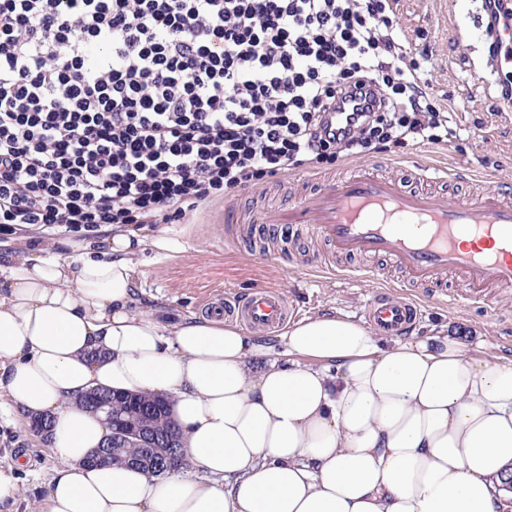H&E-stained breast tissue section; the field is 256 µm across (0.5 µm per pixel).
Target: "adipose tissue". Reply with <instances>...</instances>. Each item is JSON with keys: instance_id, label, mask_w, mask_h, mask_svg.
Listing matches in <instances>:
<instances>
[{"instance_id": "1", "label": "adipose tissue", "mask_w": 512, "mask_h": 512, "mask_svg": "<svg viewBox=\"0 0 512 512\" xmlns=\"http://www.w3.org/2000/svg\"><path fill=\"white\" fill-rule=\"evenodd\" d=\"M146 245L182 248L116 224L66 258L0 254V415L54 422L42 512H500L512 359L456 337L384 343L335 315L269 343L211 314L162 320L139 308ZM98 389L168 399L199 477L89 465L111 436L79 404Z\"/></svg>"}]
</instances>
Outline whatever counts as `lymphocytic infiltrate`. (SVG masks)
Masks as SVG:
<instances>
[{"instance_id":"f902f5d3","label":"lymphocytic infiltrate","mask_w":512,"mask_h":512,"mask_svg":"<svg viewBox=\"0 0 512 512\" xmlns=\"http://www.w3.org/2000/svg\"><path fill=\"white\" fill-rule=\"evenodd\" d=\"M390 0H0V232L179 224L446 126Z\"/></svg>"}]
</instances>
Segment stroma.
<instances>
[{"instance_id": "stroma-1", "label": "stroma", "mask_w": 512, "mask_h": 512, "mask_svg": "<svg viewBox=\"0 0 512 512\" xmlns=\"http://www.w3.org/2000/svg\"><path fill=\"white\" fill-rule=\"evenodd\" d=\"M392 7L397 36L427 83L429 102L448 114L439 141L395 152L375 149L357 158L341 151L225 194L185 223L142 225L143 237L164 229L183 245L181 253L170 257L157 256L147 247L139 252L135 277L143 287L144 303L159 299L161 316L173 318L205 310L219 298L276 289L285 294L291 319L341 313L364 322L380 287L402 285L398 270L378 258H361L354 262L355 274H327L324 265L330 252L315 237L285 228L273 231L258 223L247 234L229 236L225 207H238L255 218L265 209L299 200L313 184L344 174L356 160L375 173L407 182L426 162L454 170L452 183L427 184L444 205L462 196L500 191L502 180L512 178V103L501 98L498 86L502 74L512 72V34H500L501 46L494 53L499 65L494 68L488 63L491 40L477 25L482 0H392ZM461 288L452 278L447 293H420L422 316L414 333L424 337L453 329L468 345L512 358V288L499 291L493 313L481 303L461 299ZM21 455L35 463L33 472L19 475L23 504L35 512L37 494L57 461L29 424L0 421V468H8Z\"/></svg>"}]
</instances>
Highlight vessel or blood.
<instances>
[{
  "instance_id": "b4317fda",
  "label": "vessel or blood",
  "mask_w": 512,
  "mask_h": 512,
  "mask_svg": "<svg viewBox=\"0 0 512 512\" xmlns=\"http://www.w3.org/2000/svg\"><path fill=\"white\" fill-rule=\"evenodd\" d=\"M261 223L309 231L336 258L383 256L404 284L428 292L443 276L465 285L468 300L495 308V293L512 288V201L485 194L439 204L421 189L366 168L334 177L288 208L265 210ZM247 328L269 333L288 315L285 295L263 290L231 308ZM422 316L417 300L374 295L367 320L381 335L399 336Z\"/></svg>"
}]
</instances>
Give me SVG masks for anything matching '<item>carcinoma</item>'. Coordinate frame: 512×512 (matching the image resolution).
Segmentation results:
<instances>
[{"label": "carcinoma", "mask_w": 512, "mask_h": 512, "mask_svg": "<svg viewBox=\"0 0 512 512\" xmlns=\"http://www.w3.org/2000/svg\"><path fill=\"white\" fill-rule=\"evenodd\" d=\"M82 407L104 414L112 429L98 449L107 462L135 465L162 476L166 455L180 453V434L168 404L157 397L129 396L96 390L80 400Z\"/></svg>", "instance_id": "obj_1"}]
</instances>
